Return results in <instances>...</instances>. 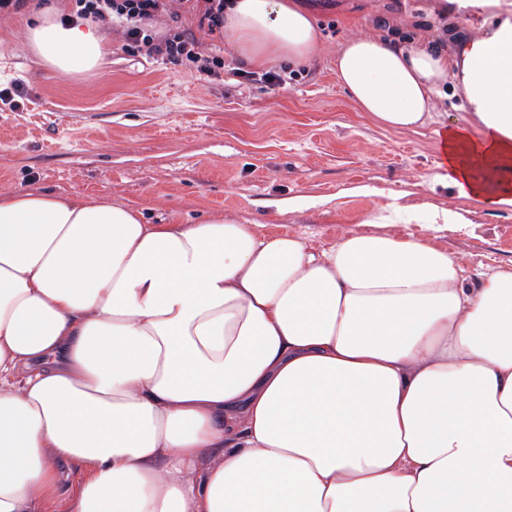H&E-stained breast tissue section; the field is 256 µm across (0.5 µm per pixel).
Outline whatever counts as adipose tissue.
I'll list each match as a JSON object with an SVG mask.
<instances>
[{"label": "adipose tissue", "mask_w": 512, "mask_h": 512, "mask_svg": "<svg viewBox=\"0 0 512 512\" xmlns=\"http://www.w3.org/2000/svg\"><path fill=\"white\" fill-rule=\"evenodd\" d=\"M40 13L44 64L101 66L91 29ZM224 31L256 68L321 49L296 0H226ZM336 78L398 131L463 85L439 178L512 211V19L446 52L351 37ZM420 220L392 206L316 250L1 190L0 512H56L64 486V512H512V266L470 271Z\"/></svg>", "instance_id": "ef3b65f1"}]
</instances>
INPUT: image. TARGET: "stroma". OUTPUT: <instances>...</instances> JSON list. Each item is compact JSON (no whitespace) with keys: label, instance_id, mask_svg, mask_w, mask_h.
Instances as JSON below:
<instances>
[{"label":"stroma","instance_id":"1","mask_svg":"<svg viewBox=\"0 0 512 512\" xmlns=\"http://www.w3.org/2000/svg\"><path fill=\"white\" fill-rule=\"evenodd\" d=\"M313 9L322 48L292 68L283 88L242 78L231 37L185 20L205 56L224 67L206 76L146 51L129 52L122 28L97 25L109 54L101 68L64 76L33 53L30 12L0 20V89L20 86L23 106L0 104V188L109 197L142 210L145 223L171 216L196 224L220 213L267 233H296L316 249L389 201L464 221L418 236L465 254L470 269L512 265V212L456 198L437 183L435 124L381 128L342 91L336 51L349 37L387 24L428 37L453 23L435 0H299Z\"/></svg>","mask_w":512,"mask_h":512}]
</instances>
